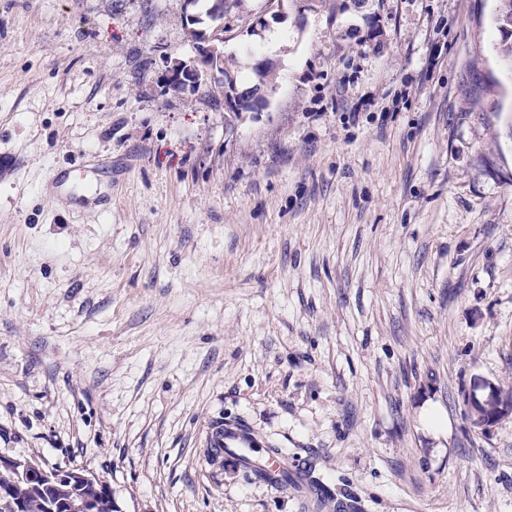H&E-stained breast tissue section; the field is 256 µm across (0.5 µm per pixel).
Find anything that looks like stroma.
<instances>
[{
	"mask_svg": "<svg viewBox=\"0 0 512 512\" xmlns=\"http://www.w3.org/2000/svg\"><path fill=\"white\" fill-rule=\"evenodd\" d=\"M499 0H237L241 87L175 92L185 0H0V455L123 512H512V74ZM267 27L254 32L255 16ZM245 424L310 478L231 456ZM465 404L469 418L485 431L512 416V393L503 392L491 382L475 386ZM212 429V435H215L216 431L221 432L220 440L223 443V448H226V454L234 457L244 469L252 470L257 466L275 469L279 466L280 458H270L262 463L253 461L254 454L249 448H254V445L247 428L242 424L227 426L221 423L214 425Z\"/></svg>",
	"mask_w": 512,
	"mask_h": 512,
	"instance_id": "stroma-1",
	"label": "stroma"
}]
</instances>
